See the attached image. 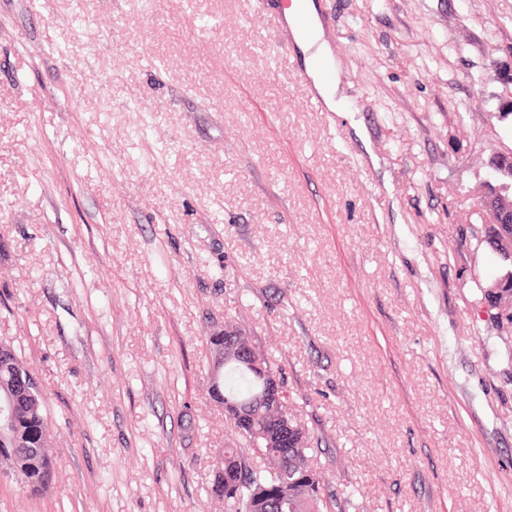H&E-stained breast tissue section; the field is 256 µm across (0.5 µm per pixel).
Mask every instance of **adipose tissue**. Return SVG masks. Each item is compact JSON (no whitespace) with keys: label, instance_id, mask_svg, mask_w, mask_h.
Returning <instances> with one entry per match:
<instances>
[{"label":"adipose tissue","instance_id":"1","mask_svg":"<svg viewBox=\"0 0 512 512\" xmlns=\"http://www.w3.org/2000/svg\"><path fill=\"white\" fill-rule=\"evenodd\" d=\"M285 16L316 93L329 111H341L348 97L341 88L340 78L332 74L334 58L323 38V20L316 0H292Z\"/></svg>","mask_w":512,"mask_h":512}]
</instances>
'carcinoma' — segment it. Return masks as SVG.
<instances>
[{
    "label": "carcinoma",
    "instance_id": "carcinoma-1",
    "mask_svg": "<svg viewBox=\"0 0 512 512\" xmlns=\"http://www.w3.org/2000/svg\"><path fill=\"white\" fill-rule=\"evenodd\" d=\"M491 248L500 258V275L512 272V235H499ZM29 370L13 347L0 343V395L7 384ZM224 413L228 404L245 406L263 390L262 381L241 362H224ZM283 411L253 410L252 430L239 433L241 445L224 449V462L242 461L235 493L227 497L229 512H347L355 491L335 487L316 465L314 434L283 396ZM288 420L303 431L302 445L268 448L260 432L274 420ZM45 396L36 392L16 405L11 431L0 436V471L17 478L32 494L52 483L54 469L47 439Z\"/></svg>",
    "mask_w": 512,
    "mask_h": 512
}]
</instances>
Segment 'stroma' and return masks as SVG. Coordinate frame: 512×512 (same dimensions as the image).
<instances>
[{
	"label": "stroma",
	"mask_w": 512,
	"mask_h": 512,
	"mask_svg": "<svg viewBox=\"0 0 512 512\" xmlns=\"http://www.w3.org/2000/svg\"><path fill=\"white\" fill-rule=\"evenodd\" d=\"M318 3L369 146L262 0H0V342L55 468L0 476V512H225L228 320L349 512H512V335L469 227L512 150V0ZM29 372L30 371L17 356L13 347L0 343V395L3 396L7 384H11L13 379L15 380L21 376H29Z\"/></svg>",
	"instance_id": "35a3bbf8"
}]
</instances>
